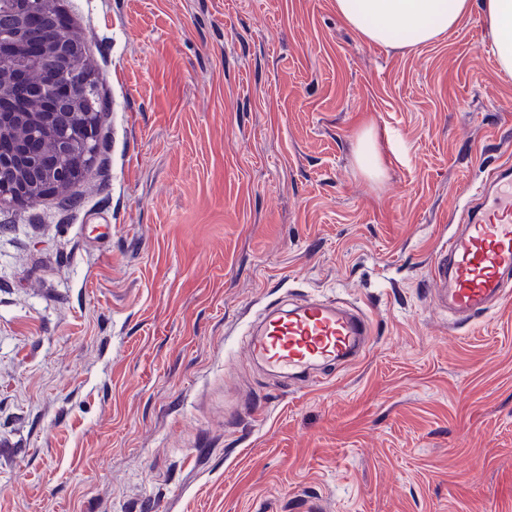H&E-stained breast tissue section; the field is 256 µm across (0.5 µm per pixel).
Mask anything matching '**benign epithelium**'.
I'll use <instances>...</instances> for the list:
<instances>
[{
	"label": "benign epithelium",
	"mask_w": 512,
	"mask_h": 512,
	"mask_svg": "<svg viewBox=\"0 0 512 512\" xmlns=\"http://www.w3.org/2000/svg\"><path fill=\"white\" fill-rule=\"evenodd\" d=\"M92 67L53 0H0V201L63 195L93 170Z\"/></svg>",
	"instance_id": "benign-epithelium-1"
}]
</instances>
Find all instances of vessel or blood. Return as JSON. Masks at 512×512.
<instances>
[{
  "label": "vessel or blood",
  "instance_id": "obj_1",
  "mask_svg": "<svg viewBox=\"0 0 512 512\" xmlns=\"http://www.w3.org/2000/svg\"><path fill=\"white\" fill-rule=\"evenodd\" d=\"M429 276L455 315L473 320L512 284V163L492 169L477 190L466 224L436 253ZM373 340L356 306L308 300L259 315L247 340L250 360L292 374L355 360Z\"/></svg>",
  "mask_w": 512,
  "mask_h": 512
}]
</instances>
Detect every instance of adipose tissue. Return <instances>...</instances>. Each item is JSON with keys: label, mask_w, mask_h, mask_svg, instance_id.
Listing matches in <instances>:
<instances>
[{"label": "adipose tissue", "mask_w": 512, "mask_h": 512, "mask_svg": "<svg viewBox=\"0 0 512 512\" xmlns=\"http://www.w3.org/2000/svg\"><path fill=\"white\" fill-rule=\"evenodd\" d=\"M336 11L368 42L411 48L479 15L491 34L490 54L512 74V0H336Z\"/></svg>", "instance_id": "adipose-tissue-1"}]
</instances>
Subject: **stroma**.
<instances>
[{"label": "stroma", "instance_id": "35a3bbf8", "mask_svg": "<svg viewBox=\"0 0 512 512\" xmlns=\"http://www.w3.org/2000/svg\"><path fill=\"white\" fill-rule=\"evenodd\" d=\"M57 7L105 110L69 204L0 203V512H512V296L453 333L427 283L512 161L480 18L410 49L335 0ZM307 297L361 306L364 357L247 361ZM357 163L360 171L369 179H378L382 175L377 162L376 141L373 135L364 132L357 143Z\"/></svg>", "mask_w": 512, "mask_h": 512}]
</instances>
